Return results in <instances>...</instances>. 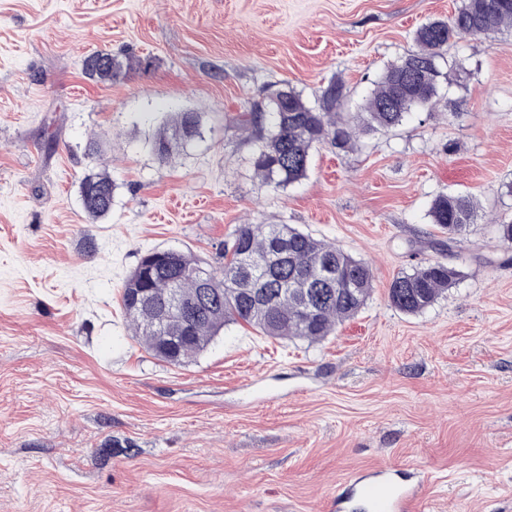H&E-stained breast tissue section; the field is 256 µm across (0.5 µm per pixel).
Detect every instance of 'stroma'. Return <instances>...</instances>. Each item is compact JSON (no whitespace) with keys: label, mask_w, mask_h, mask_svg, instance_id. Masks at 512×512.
Instances as JSON below:
<instances>
[{"label":"stroma","mask_w":512,"mask_h":512,"mask_svg":"<svg viewBox=\"0 0 512 512\" xmlns=\"http://www.w3.org/2000/svg\"><path fill=\"white\" fill-rule=\"evenodd\" d=\"M461 0H0V512H335L356 473L421 485L418 512H512V33L466 36L432 112L316 146L261 184L241 115L330 81L361 112L414 33ZM130 57L90 81L85 57ZM201 135L152 150L174 112ZM100 144L88 158L89 139ZM108 166L112 211L79 186ZM472 196L457 240L441 194ZM241 224H292L368 262L364 308L319 343L225 326L193 361L145 351L121 308L152 249L217 269ZM461 276L432 307H392L394 276ZM432 224L448 231V238L465 233L474 224L478 214L472 197L463 194H442L436 197L430 207Z\"/></svg>","instance_id":"obj_1"}]
</instances>
